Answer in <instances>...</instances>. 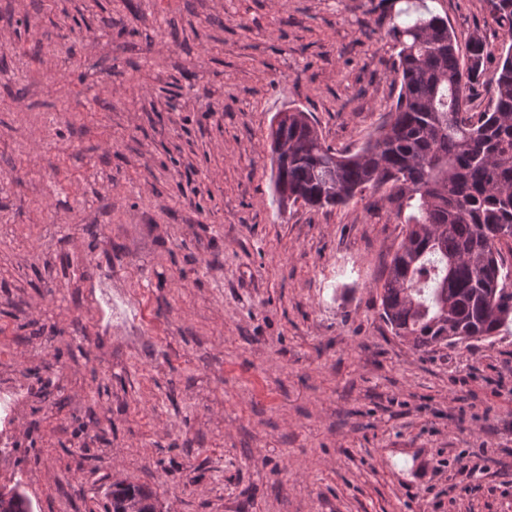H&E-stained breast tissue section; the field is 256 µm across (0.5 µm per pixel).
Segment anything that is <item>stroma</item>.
I'll list each match as a JSON object with an SVG mask.
<instances>
[{
	"instance_id": "35a3bbf8",
	"label": "stroma",
	"mask_w": 512,
	"mask_h": 512,
	"mask_svg": "<svg viewBox=\"0 0 512 512\" xmlns=\"http://www.w3.org/2000/svg\"><path fill=\"white\" fill-rule=\"evenodd\" d=\"M429 7L494 71L486 0H0V489L105 512H512V330L416 351L380 316L401 226L279 210L268 133L357 151L388 21ZM126 314L101 317V283ZM483 456L473 478L464 456ZM137 495L141 504V511L137 508H128L127 512H154L152 510L154 503L152 498L154 494L151 490L144 488L143 486L136 485H118L115 490L112 491L111 508L107 512H126L121 509H125V500L128 495Z\"/></svg>"
}]
</instances>
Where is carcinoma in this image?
<instances>
[{
	"instance_id": "cac0c4a2",
	"label": "carcinoma",
	"mask_w": 512,
	"mask_h": 512,
	"mask_svg": "<svg viewBox=\"0 0 512 512\" xmlns=\"http://www.w3.org/2000/svg\"><path fill=\"white\" fill-rule=\"evenodd\" d=\"M512 33V0H486ZM388 35L399 51L396 103L378 134L355 153L323 142L312 115L296 110L271 142L280 207L344 205L390 185L391 214L403 238L380 283L382 318L415 350L483 343L512 323V267L498 248L512 239V45L488 81L492 107L469 111L466 89L485 72V43L461 52L442 16L428 11ZM153 512L154 494L118 485L108 512L128 495ZM0 512H33L19 485L0 490Z\"/></svg>"
}]
</instances>
